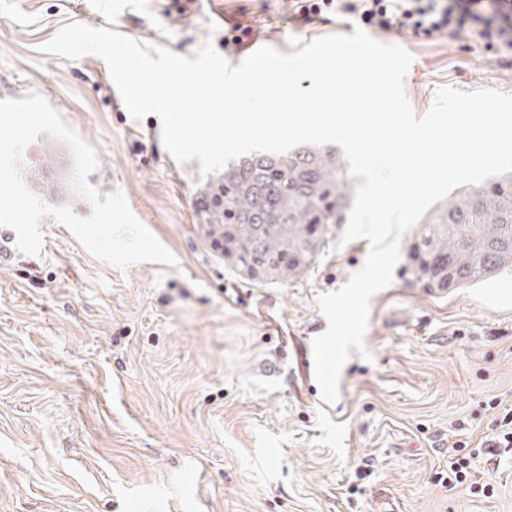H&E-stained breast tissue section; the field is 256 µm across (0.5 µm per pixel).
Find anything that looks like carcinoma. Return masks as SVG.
I'll return each instance as SVG.
<instances>
[{
	"label": "carcinoma",
	"mask_w": 512,
	"mask_h": 512,
	"mask_svg": "<svg viewBox=\"0 0 512 512\" xmlns=\"http://www.w3.org/2000/svg\"><path fill=\"white\" fill-rule=\"evenodd\" d=\"M353 198V179L331 148L255 154L199 190L197 221L235 275L286 285L345 223ZM403 268L409 282L439 295L512 270V173L457 192L419 224Z\"/></svg>",
	"instance_id": "obj_1"
}]
</instances>
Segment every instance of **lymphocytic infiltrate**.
<instances>
[{
	"instance_id": "1",
	"label": "lymphocytic infiltrate",
	"mask_w": 512,
	"mask_h": 512,
	"mask_svg": "<svg viewBox=\"0 0 512 512\" xmlns=\"http://www.w3.org/2000/svg\"><path fill=\"white\" fill-rule=\"evenodd\" d=\"M335 16L355 17L376 32H405L425 41L445 37L512 68V0H293V17L303 24ZM488 406L497 415L479 448L448 460L449 488L467 486L475 461L499 467L504 449L512 447V403L493 398Z\"/></svg>"
}]
</instances>
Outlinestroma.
I'll return each instance as SVG.
<instances>
[{
  "mask_svg": "<svg viewBox=\"0 0 512 512\" xmlns=\"http://www.w3.org/2000/svg\"><path fill=\"white\" fill-rule=\"evenodd\" d=\"M239 13L254 38L237 64L255 45L289 54L357 25H302L286 0H0V98L43 97L95 149L89 183L123 192L176 259L120 269L47 216L41 256L0 265V512H512L510 456L472 470L491 496L445 482L449 456L495 417L488 400L512 402V271L445 296L394 274L370 302L367 356L351 355L327 404L303 373L327 328L319 296L362 268L369 241L331 240L285 286L236 277L198 228L199 161L169 154L157 115L130 116L96 56L42 50L75 22L190 58L223 51L222 18ZM377 39L418 63L416 114L444 86L512 93L494 55ZM22 164L55 205L69 148L39 135Z\"/></svg>",
  "mask_w": 512,
  "mask_h": 512,
  "instance_id": "stroma-1",
  "label": "stroma"
}]
</instances>
